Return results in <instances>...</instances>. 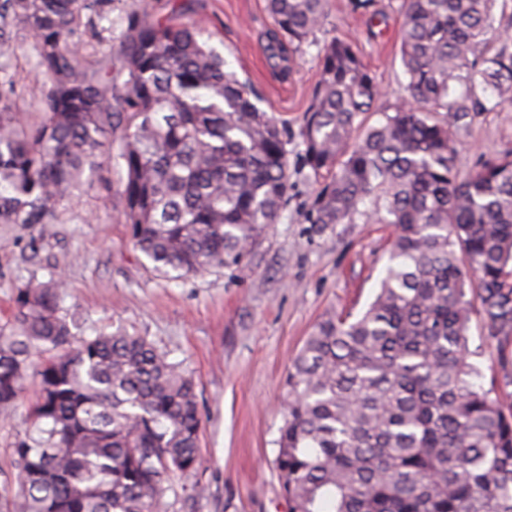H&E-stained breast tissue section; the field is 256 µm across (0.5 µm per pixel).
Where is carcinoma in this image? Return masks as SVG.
<instances>
[{
	"mask_svg": "<svg viewBox=\"0 0 512 512\" xmlns=\"http://www.w3.org/2000/svg\"><path fill=\"white\" fill-rule=\"evenodd\" d=\"M401 0L405 94L381 106L359 49L333 39L299 125L301 169L320 184L310 224H392L383 277L358 316L325 314L285 378L275 467L290 512H512V374L476 383L472 314L512 346V152L462 173L456 141L512 107V22L497 2ZM103 0H0V49L34 39L49 82L39 117L0 83V224H47L112 148L124 218L152 271L240 268L288 204V131L200 43L196 26L134 10L119 56L84 61ZM264 47L286 61L330 0H268ZM370 112L380 114L364 126ZM61 273L17 289L0 326V415L29 387L0 512H171L201 496L191 373L146 337L76 339Z\"/></svg>",
	"mask_w": 512,
	"mask_h": 512,
	"instance_id": "1",
	"label": "carcinoma"
}]
</instances>
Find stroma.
<instances>
[{"instance_id":"stroma-1","label":"stroma","mask_w":512,"mask_h":512,"mask_svg":"<svg viewBox=\"0 0 512 512\" xmlns=\"http://www.w3.org/2000/svg\"><path fill=\"white\" fill-rule=\"evenodd\" d=\"M195 22L228 70L249 82L257 107L298 131L320 79L318 54L338 38L358 46L363 61L394 102L406 83L399 57L400 0H374L366 10L332 0L321 29L272 69L263 46L274 22L266 0H107L98 38L83 35L88 59L119 50L134 8ZM17 83L19 112L36 113L48 83L32 39L18 35L0 55V79ZM512 150V110L478 116L459 145L463 170ZM126 169L112 159L87 178L49 224H0V325L30 277L61 267L67 286L61 313L73 332L118 330L148 338L192 372L201 418L199 479L205 498L178 493L172 512H288L274 459L283 423V383L291 359L327 312L360 313L382 276L393 228L388 224L308 223L315 182L292 173L288 207L267 225L243 269H215L182 279L152 272L134 248L123 216ZM471 360L484 377L501 376L499 354L480 319L468 332Z\"/></svg>"}]
</instances>
